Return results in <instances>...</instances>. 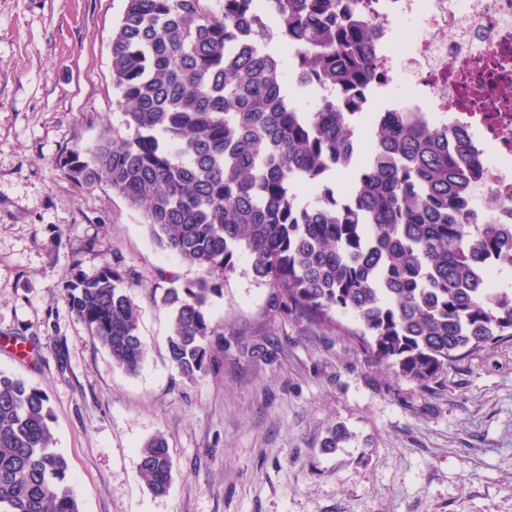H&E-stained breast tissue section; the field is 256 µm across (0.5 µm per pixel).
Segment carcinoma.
<instances>
[{
    "label": "carcinoma",
    "instance_id": "carcinoma-1",
    "mask_svg": "<svg viewBox=\"0 0 512 512\" xmlns=\"http://www.w3.org/2000/svg\"><path fill=\"white\" fill-rule=\"evenodd\" d=\"M359 0H125L112 35L121 122L60 164L90 189L109 185L156 244L200 276H171V365L194 383L213 367L212 296L247 255L253 279L288 313L323 328L350 315L376 365L428 389L448 364L512 339V224H473L465 201L474 159L417 112H380L358 162L354 110L374 78L372 24ZM293 78L319 92L311 109ZM348 179L343 190L338 180ZM299 183L315 190L301 203ZM117 256L65 289L77 319L136 374L147 354L140 310ZM48 395L0 371V512H80L55 449ZM157 495L174 469L165 439L140 449Z\"/></svg>",
    "mask_w": 512,
    "mask_h": 512
}]
</instances>
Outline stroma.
<instances>
[{
  "label": "stroma",
  "mask_w": 512,
  "mask_h": 512,
  "mask_svg": "<svg viewBox=\"0 0 512 512\" xmlns=\"http://www.w3.org/2000/svg\"><path fill=\"white\" fill-rule=\"evenodd\" d=\"M125 0H0V371L46 391L80 512H512V340L419 388L373 365L351 316L330 331L288 314L240 258L214 296L217 363L170 364L158 291L197 278L104 184L57 167L118 124L110 43ZM96 250H87L89 241ZM121 257L146 358L131 376L63 287ZM345 427L338 448L323 440ZM174 462L166 495L139 474L146 441Z\"/></svg>",
  "instance_id": "1"
}]
</instances>
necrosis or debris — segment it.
<instances>
[{"label":"necrosis or debris","mask_w":512,"mask_h":512,"mask_svg":"<svg viewBox=\"0 0 512 512\" xmlns=\"http://www.w3.org/2000/svg\"><path fill=\"white\" fill-rule=\"evenodd\" d=\"M360 9L376 45L362 112L467 128L469 152L485 159L474 220L512 224V0H360Z\"/></svg>","instance_id":"4bbe7bcc"}]
</instances>
